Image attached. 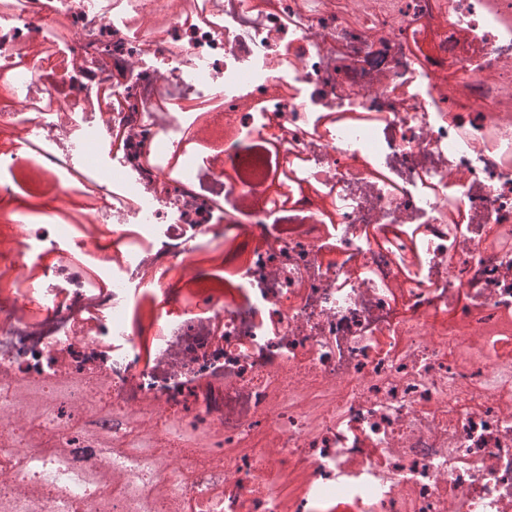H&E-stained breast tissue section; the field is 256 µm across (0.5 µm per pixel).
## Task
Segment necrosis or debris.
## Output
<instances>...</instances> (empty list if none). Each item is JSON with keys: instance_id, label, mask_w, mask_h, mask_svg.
I'll return each instance as SVG.
<instances>
[{"instance_id": "necrosis-or-debris-1", "label": "necrosis or debris", "mask_w": 512, "mask_h": 512, "mask_svg": "<svg viewBox=\"0 0 512 512\" xmlns=\"http://www.w3.org/2000/svg\"><path fill=\"white\" fill-rule=\"evenodd\" d=\"M157 1L0 0V74L22 103L0 106V190L34 161L58 202L18 212L22 239L0 246V269L43 264L26 286L39 324L0 289L6 382L104 370L113 399L221 422L241 451L223 512H512V367L457 347L512 319V21L490 0L443 20L405 0L369 29L299 0H161L143 28ZM458 61L470 81L442 92ZM216 111L222 135L194 137ZM247 150L258 191L233 174ZM75 195L112 229L96 246L61 206ZM200 254L218 293L181 281ZM441 317L453 337L416 334ZM307 369L338 389L313 432L270 405ZM270 431L277 470L307 473L289 502L254 443Z\"/></svg>"}]
</instances>
